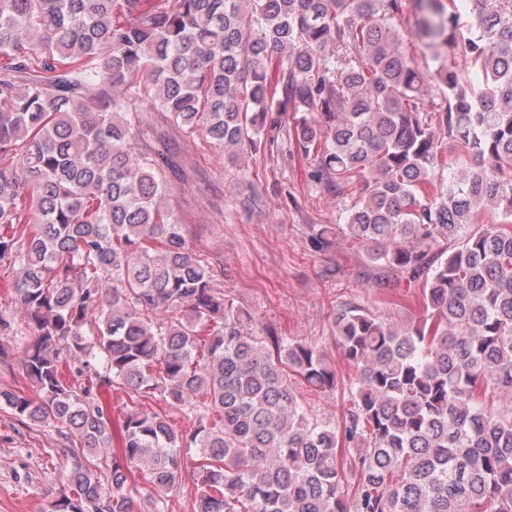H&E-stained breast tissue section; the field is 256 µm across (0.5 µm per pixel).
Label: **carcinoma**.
<instances>
[{"instance_id": "1", "label": "carcinoma", "mask_w": 512, "mask_h": 512, "mask_svg": "<svg viewBox=\"0 0 512 512\" xmlns=\"http://www.w3.org/2000/svg\"><path fill=\"white\" fill-rule=\"evenodd\" d=\"M416 6L439 110L401 0H0V262L27 326L0 311V357L17 349L36 392L0 406L73 461L52 512H165L184 448L195 512H512V0H471L465 20L455 0ZM147 99L234 159L288 135L313 182L353 197L342 233L424 277L406 328L335 313L342 425L312 421L294 387L336 389L323 351L254 335L187 245L168 150L138 147ZM450 153L476 165L446 182ZM313 231L328 246L336 225ZM100 382L129 404L98 472L83 458L108 448ZM152 398L197 425L176 432L139 406ZM417 10L413 0H402V10L399 16V28L408 42V52L416 65L424 72L433 73L436 63L432 60V53L416 38Z\"/></svg>"}]
</instances>
